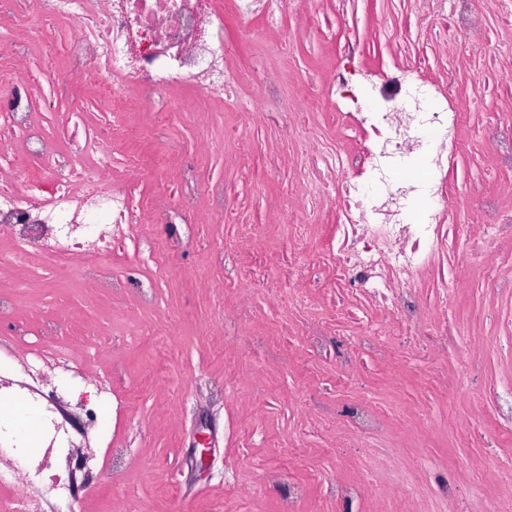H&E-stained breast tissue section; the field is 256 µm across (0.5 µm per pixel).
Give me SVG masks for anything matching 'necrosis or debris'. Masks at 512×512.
Wrapping results in <instances>:
<instances>
[{"label": "necrosis or debris", "mask_w": 512, "mask_h": 512, "mask_svg": "<svg viewBox=\"0 0 512 512\" xmlns=\"http://www.w3.org/2000/svg\"><path fill=\"white\" fill-rule=\"evenodd\" d=\"M305 0H0V278L18 270L60 277L92 271V284L134 308L145 285L114 273L97 275L137 228L150 225L166 257L181 252L182 229L231 224L233 244L215 257L226 291L240 298L225 310L224 333L247 337L264 362L295 373L328 361L343 394L336 412L324 411L315 389L297 401L295 437H326L331 448L356 449L352 476L323 481L336 512H474L461 501L462 469L414 461L399 466L393 450L400 435H422V402L401 410L356 390L364 367L411 372L421 392L463 395L484 362L481 337L462 331L450 316L458 294L480 288L496 302L512 296V181L473 177L453 181L469 145H479L490 171H512V113L471 117V99L456 85L455 42L480 43L487 33L481 0H412L420 27L447 39L426 53L365 67L362 43L347 19L348 0H336L339 59L316 88L284 85L262 60L292 65L283 31ZM261 19L279 39L254 48L248 81L230 72L228 17ZM92 92L104 105L94 125L67 115L55 131L44 121L74 91ZM241 101L247 121L273 124L287 147L264 159L268 173L297 175L288 203L273 223L286 230L288 261L267 256L261 225L251 223L244 201L232 200L220 178L205 170L236 139L208 137L214 113L228 99ZM321 112L333 138L315 139L308 110ZM149 115L145 132L158 147L161 170L137 154L119 152L136 137L132 113ZM168 112L192 114L200 134L193 143L167 137ZM320 249H311L313 237ZM283 280L269 286L268 269ZM282 317L291 353L254 333L255 293ZM10 295L0 292V336L32 385L17 392L22 410L0 420V512H77L76 471L90 459L57 414L76 388L112 398V374L90 368L106 343L74 328L55 307L27 340V322L11 320ZM512 458L488 455L479 474L485 512L502 507V474Z\"/></svg>", "instance_id": "4bbe7bcc"}]
</instances>
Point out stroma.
Listing matches in <instances>:
<instances>
[{
  "instance_id": "stroma-1",
  "label": "stroma",
  "mask_w": 512,
  "mask_h": 512,
  "mask_svg": "<svg viewBox=\"0 0 512 512\" xmlns=\"http://www.w3.org/2000/svg\"><path fill=\"white\" fill-rule=\"evenodd\" d=\"M350 8L367 65L391 62L406 50H427L426 40L416 34L414 18L407 15L405 0H352ZM288 40L297 52L298 68L287 74V81L319 78L336 60V45L299 21L289 23ZM455 65L458 85L470 95L473 111L512 109L511 95L488 87L479 46L461 49ZM214 169L232 195L249 198L257 224L265 221L266 202L282 201L289 180L285 171L268 175L259 158L246 174L219 163ZM234 238L233 225H207L189 237L173 261L149 259L147 239L129 245L125 257L113 261V271L152 284L149 302L131 313L112 302L95 304V289L79 294L46 274L16 298L12 317L33 320L62 302L77 325L106 335L112 343L111 354L100 355L96 362L118 377L111 404L101 410L107 433L90 434L86 441L97 465L83 493L82 512H217L230 496L224 480V436L238 418L253 434L248 455L237 461L239 475L256 493L260 512H277L281 486L267 481L258 465L276 454L288 436L294 382L287 372L261 364L247 349L225 355L224 335L207 327L233 301L214 285L212 257ZM234 367L247 377L231 395L224 383ZM426 407L431 420L447 431L434 447L423 449V456L451 469L465 461L478 462L484 440L457 434L469 417L466 397L435 395ZM112 448L130 451L118 479L108 458ZM351 461L348 448L315 463L292 459L289 477L310 489L305 512H332L316 473L344 469Z\"/></svg>"
}]
</instances>
